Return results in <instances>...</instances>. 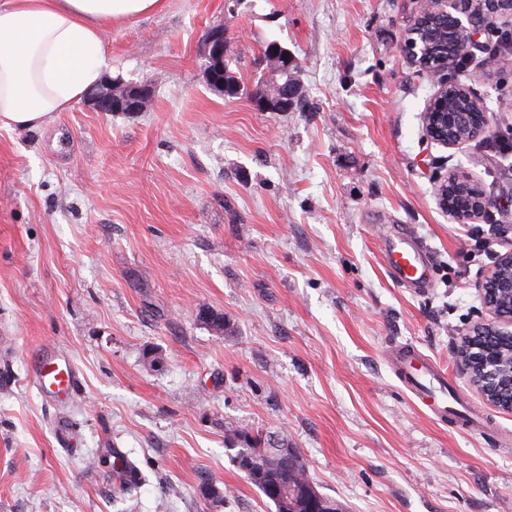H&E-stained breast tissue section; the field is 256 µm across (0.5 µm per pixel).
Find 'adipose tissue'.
I'll use <instances>...</instances> for the list:
<instances>
[{"label":"adipose tissue","mask_w":512,"mask_h":512,"mask_svg":"<svg viewBox=\"0 0 512 512\" xmlns=\"http://www.w3.org/2000/svg\"><path fill=\"white\" fill-rule=\"evenodd\" d=\"M163 0H0V127L33 128L99 84L102 30Z\"/></svg>","instance_id":"obj_1"}]
</instances>
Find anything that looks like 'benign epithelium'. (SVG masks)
Segmentation results:
<instances>
[{"label": "benign epithelium", "mask_w": 512, "mask_h": 512, "mask_svg": "<svg viewBox=\"0 0 512 512\" xmlns=\"http://www.w3.org/2000/svg\"><path fill=\"white\" fill-rule=\"evenodd\" d=\"M438 3L446 6L442 13L454 19L455 27L464 28L477 35L484 29V24L476 22L470 11L465 7L466 0H438ZM439 33L417 18L408 30L404 40L406 54L422 69L429 72L447 67L449 61L455 59L453 54L452 32H445L443 37L445 52L437 62H432L426 48V44L438 39ZM224 56V29L213 28L206 36L204 57L209 63V69L205 72L212 91L224 94V84L214 78V65ZM448 94V83H443L429 104L431 122L426 129L430 138L447 145L455 146L457 142L448 139V122L455 121V116L446 112H439L444 97ZM152 98V84L144 81L138 85L128 87L122 96L114 94L112 80L105 79L96 87L87 92V101L97 112H142ZM256 105L263 112H290L296 106V89L285 86L276 102L267 99L256 100ZM456 181L450 177L437 185V196L443 208L457 222L465 223L479 217L480 210L460 212L448 208V194L453 192ZM506 293L512 301V248L498 255L497 261L484 284V305L492 313V319L480 322L461 336V345L457 350V356L464 367L470 371L473 383L480 389L485 398L496 406L512 409V400L505 401L501 397V391L507 390L512 394V366L507 372L498 370L500 356L493 349L481 351L480 340L488 333H497L509 336L512 330V311L508 306L501 304L500 293Z\"/></svg>", "instance_id": "1"}]
</instances>
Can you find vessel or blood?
Wrapping results in <instances>:
<instances>
[{
  "mask_svg": "<svg viewBox=\"0 0 512 512\" xmlns=\"http://www.w3.org/2000/svg\"><path fill=\"white\" fill-rule=\"evenodd\" d=\"M383 259L397 280L416 288L427 287L430 267L425 244L408 228L400 227L385 235ZM389 359L396 378L436 421L451 428L488 432L489 425L481 415L461 410L440 364L407 346L391 351ZM33 377L37 387L51 398L70 397L78 387L74 366H59L55 355L46 349L33 356Z\"/></svg>",
  "mask_w": 512,
  "mask_h": 512,
  "instance_id": "obj_1",
  "label": "vessel or blood"
}]
</instances>
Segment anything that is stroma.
<instances>
[{
  "instance_id": "stroma-1",
  "label": "stroma",
  "mask_w": 512,
  "mask_h": 512,
  "mask_svg": "<svg viewBox=\"0 0 512 512\" xmlns=\"http://www.w3.org/2000/svg\"><path fill=\"white\" fill-rule=\"evenodd\" d=\"M419 4L164 0L103 34L113 77L153 81L145 111L82 99L0 128V512H275L233 464L229 426L287 440L345 512H512V411L454 353L490 317L481 286L512 225V156L443 146L423 122L450 80L494 133L512 129V54L484 63L512 22L434 75L404 51ZM217 25L234 96L205 80ZM269 41L297 61L295 111L251 102ZM454 174L492 200L472 222L435 196ZM393 224L430 245L429 287L390 277ZM396 345L445 367L491 432L431 420L392 371ZM41 348L76 368L69 401L36 386Z\"/></svg>"
}]
</instances>
